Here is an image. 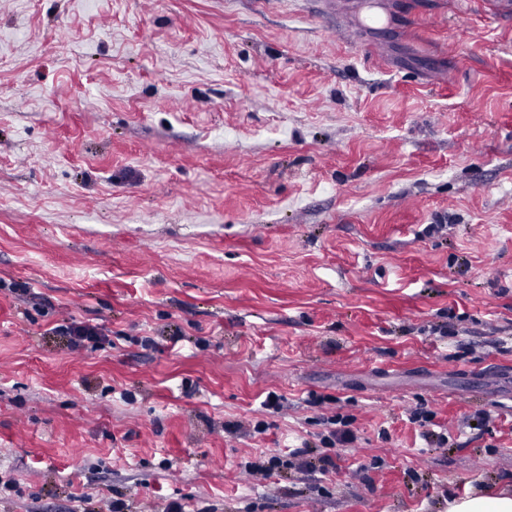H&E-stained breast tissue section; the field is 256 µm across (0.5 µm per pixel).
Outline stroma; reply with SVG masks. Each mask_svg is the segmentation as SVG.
<instances>
[{
	"mask_svg": "<svg viewBox=\"0 0 512 512\" xmlns=\"http://www.w3.org/2000/svg\"><path fill=\"white\" fill-rule=\"evenodd\" d=\"M296 448L333 468L246 470ZM8 480L0 512L511 489L512 0H0ZM325 425L328 426L321 441L324 448H335L336 445L344 446L354 441L355 434L349 428L350 422L339 415L326 418Z\"/></svg>",
	"mask_w": 512,
	"mask_h": 512,
	"instance_id": "1",
	"label": "stroma"
}]
</instances>
